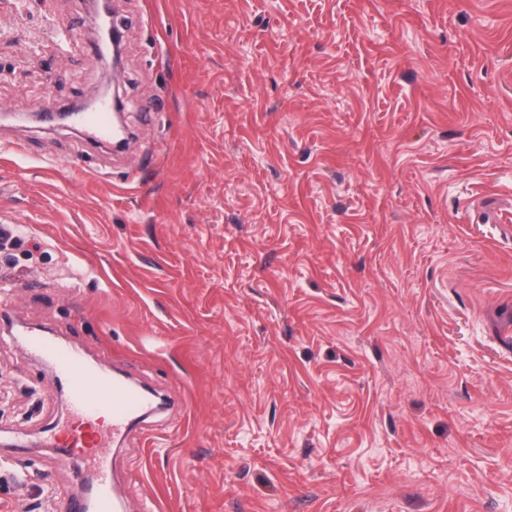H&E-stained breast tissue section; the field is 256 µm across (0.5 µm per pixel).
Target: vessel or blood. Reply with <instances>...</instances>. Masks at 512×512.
<instances>
[{"instance_id":"vessel-or-blood-1","label":"vessel or blood","mask_w":512,"mask_h":512,"mask_svg":"<svg viewBox=\"0 0 512 512\" xmlns=\"http://www.w3.org/2000/svg\"><path fill=\"white\" fill-rule=\"evenodd\" d=\"M87 134L106 140L111 127L107 110L90 113L84 122ZM34 356L48 359L55 378L64 380L74 410L71 431L55 444L59 462L84 460L83 495L69 499L65 512H122L124 503L109 477V440L120 435L129 420L155 409L154 396L125 380L113 377L105 365L92 366L74 347L32 336Z\"/></svg>"}]
</instances>
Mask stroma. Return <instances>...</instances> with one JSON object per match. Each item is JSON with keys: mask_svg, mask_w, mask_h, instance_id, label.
<instances>
[{"mask_svg": "<svg viewBox=\"0 0 512 512\" xmlns=\"http://www.w3.org/2000/svg\"><path fill=\"white\" fill-rule=\"evenodd\" d=\"M122 151L25 112L105 76L0 0V306L180 405L155 512H512V0H115ZM149 13L152 24L141 21ZM160 156L142 168L149 152ZM0 330V512H63L68 404Z\"/></svg>", "mask_w": 512, "mask_h": 512, "instance_id": "obj_1", "label": "stroma"}]
</instances>
